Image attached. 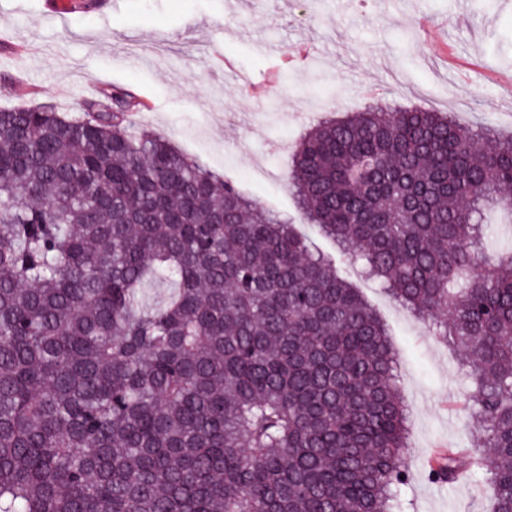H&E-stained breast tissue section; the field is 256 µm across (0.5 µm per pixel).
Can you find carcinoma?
Masks as SVG:
<instances>
[{
	"label": "carcinoma",
	"instance_id": "obj_1",
	"mask_svg": "<svg viewBox=\"0 0 512 512\" xmlns=\"http://www.w3.org/2000/svg\"><path fill=\"white\" fill-rule=\"evenodd\" d=\"M125 91L0 108V512H397L388 331L335 260L149 131ZM310 223L468 360L478 473L512 512V137L375 106L309 127ZM174 286L149 304L144 289Z\"/></svg>",
	"mask_w": 512,
	"mask_h": 512
}]
</instances>
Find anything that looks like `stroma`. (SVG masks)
Instances as JSON below:
<instances>
[{
  "label": "stroma",
  "mask_w": 512,
  "mask_h": 512,
  "mask_svg": "<svg viewBox=\"0 0 512 512\" xmlns=\"http://www.w3.org/2000/svg\"><path fill=\"white\" fill-rule=\"evenodd\" d=\"M45 2L0 0V107L72 112L102 91L129 90L142 102L137 127L288 217L388 329L409 416L404 512H492L488 483L428 474L438 446L479 445L460 405L459 351L358 279L351 256L308 223L284 172L307 127L375 97L512 133V0H56L51 11ZM265 43L307 45L310 60L271 74ZM448 51L476 67L445 64Z\"/></svg>",
  "instance_id": "obj_1"
}]
</instances>
